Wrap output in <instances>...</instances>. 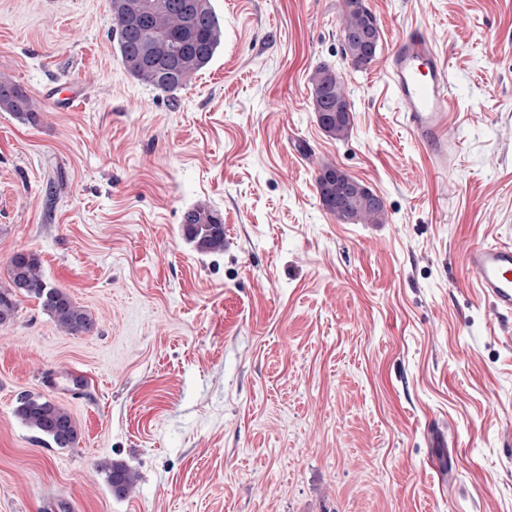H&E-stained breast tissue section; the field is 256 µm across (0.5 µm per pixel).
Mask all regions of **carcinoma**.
I'll use <instances>...</instances> for the list:
<instances>
[{"label": "carcinoma", "mask_w": 512, "mask_h": 512, "mask_svg": "<svg viewBox=\"0 0 512 512\" xmlns=\"http://www.w3.org/2000/svg\"><path fill=\"white\" fill-rule=\"evenodd\" d=\"M110 33L125 71L153 90L173 94L184 88L213 60L224 38V24L211 0H110ZM342 52L356 68L375 58L380 47V27L366 0H343L339 21ZM313 111L330 137L345 138L354 116L339 73L321 66L311 78ZM36 105L15 82L0 79V110L18 118L36 121ZM356 178L336 166H325L317 178L320 201L325 209L347 224H384L385 202L370 187L352 186ZM184 234L202 250L224 248V222L214 210L193 207L182 216ZM38 301L64 332L90 333L96 329L91 314L77 305L70 294L43 276L39 255L18 252L10 260L9 286L0 289V326L14 320L17 297ZM17 417L29 428L59 448H72L79 430L61 406L33 394L19 396ZM99 471L117 496L126 495L136 476L119 462L103 461Z\"/></svg>", "instance_id": "1"}]
</instances>
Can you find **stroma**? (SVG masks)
<instances>
[{"label": "stroma", "instance_id": "stroma-1", "mask_svg": "<svg viewBox=\"0 0 512 512\" xmlns=\"http://www.w3.org/2000/svg\"><path fill=\"white\" fill-rule=\"evenodd\" d=\"M211 2L224 44L167 95L125 71L109 0H0V76L40 112L0 111V285L37 252L97 324L22 297L0 327V512H512V338L463 263L512 243V0H367L381 51L419 26L446 58L447 175L383 60H344L343 0ZM322 65L354 113L340 141L309 98ZM55 85L80 105L52 108ZM326 164L387 223L338 222ZM194 206L222 250L186 238ZM23 393L65 407L77 446L21 424ZM105 460L136 473L127 496ZM184 234L201 250L219 251L224 247V222L214 210L193 207L182 216Z\"/></svg>", "mask_w": 512, "mask_h": 512}]
</instances>
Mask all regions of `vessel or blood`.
<instances>
[{
  "label": "vessel or blood",
  "instance_id": "b4317fda",
  "mask_svg": "<svg viewBox=\"0 0 512 512\" xmlns=\"http://www.w3.org/2000/svg\"><path fill=\"white\" fill-rule=\"evenodd\" d=\"M386 72L404 128L425 148L437 170L450 173L453 96L447 65L424 28H412L397 40L387 56ZM463 259L490 308L499 316H512V244L473 243L465 248Z\"/></svg>",
  "mask_w": 512,
  "mask_h": 512
}]
</instances>
